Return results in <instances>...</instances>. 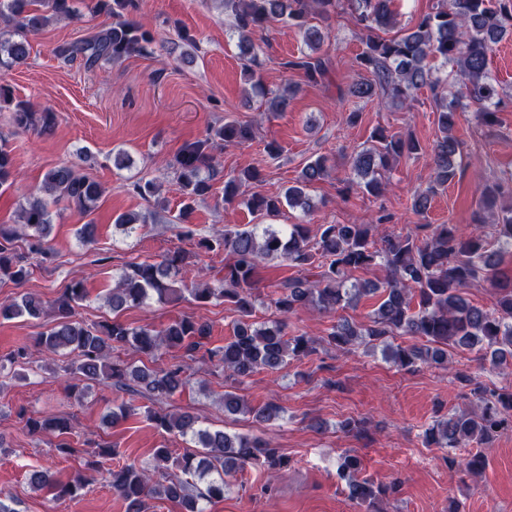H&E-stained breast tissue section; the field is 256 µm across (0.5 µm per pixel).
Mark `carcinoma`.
<instances>
[{
    "mask_svg": "<svg viewBox=\"0 0 512 512\" xmlns=\"http://www.w3.org/2000/svg\"><path fill=\"white\" fill-rule=\"evenodd\" d=\"M224 11L232 14V32L238 34V57L244 81L262 98L270 112L288 108V90L266 88L259 64L260 47L252 35L274 20H282L302 37L308 52L284 63L285 69L301 72L310 83L328 74L330 56L322 51L327 33L312 24L313 19H328L346 5L365 32L363 50L356 58L360 77L340 96L362 101L390 100L403 104L423 87L430 89L438 112V132L426 147L410 134H393L384 128L373 130L368 144L350 155V176L346 191L356 190L379 197L384 193L385 174L403 159L422 154L431 157L428 186L413 193V210L424 214L434 192L457 174L461 142L453 135L455 104L464 100L477 107L486 125L495 123L500 91L491 77L489 55L505 37L512 36V0H437L432 11L423 15L415 27L384 37L380 32L394 28V0H220ZM133 0H97L98 11L112 17V26L75 42L54 48L63 60L77 57L94 67L102 61H115L131 54H146L154 34L138 20L126 18ZM74 15L70 0H0V21L12 27L0 28V71L19 65L29 55L28 35L38 33L53 21ZM440 62L431 68L428 61ZM452 67L449 72L441 69ZM453 99H448V96ZM13 104V122L19 128L52 127V112H34L27 103L12 102L8 88L0 84V103ZM252 125L227 121L211 129L209 136L187 144L177 155L174 168L183 195L180 211L187 219L194 205L207 197L216 176L214 145L243 146L252 142ZM13 155L8 140L0 136V195L12 185ZM328 175L327 158L318 155L302 168L295 184L282 194L268 196L254 192L242 200L248 211L260 219L244 228L217 231L210 237L197 236L190 224H178V237L196 241L197 251L175 249L160 260H144L125 265L115 277L106 297L112 321L86 324L74 318L75 307L88 297L84 281L73 280L50 308L53 325L39 334L36 345L48 352L69 357L67 369L84 381L102 384L117 392L147 394L157 402L169 399L192 385L187 367L178 362L164 366L133 367L112 359V351L132 347L154 359L162 350H182L188 356L205 347L211 325L183 317L159 330L145 325L129 327L116 315L129 306L149 299L174 303L190 296L200 306L222 300L238 314L233 336L224 346L207 350L215 366L224 369L238 383L260 369L278 371L292 361H301L316 352L314 340L304 334L290 335L288 325L279 320L271 324L253 320L258 296L255 294L263 261L278 259L298 269V276L282 282L269 295V304L282 316L303 307L335 313L356 306L367 295L380 297L365 323L339 318L321 341L341 352L358 346L368 351L381 350L383 357L400 371L422 365L445 367L448 350L464 348L478 354L482 365L491 370L512 367V288L495 289L493 308L473 304L466 288L477 281L496 285L506 255L512 256V186L492 182L484 186L476 212L478 227L468 235L454 224H419L416 231L376 237L377 225L391 220L388 214L377 217V224H321L310 236L304 224L288 226L263 224L261 220L278 215L283 206L308 212L312 201L309 188ZM263 182L262 171L249 167L237 174L224 175V203L239 201L240 188ZM39 191L44 194L21 208L17 225L0 226V283L19 286L34 272L29 256L41 262L52 260L47 238L53 222L52 207L65 203L84 214H91L103 195L95 179L83 175L73 165L63 164L45 173ZM133 192L149 201H159L160 185L153 180L137 181ZM146 217L123 213L114 219L115 227L127 238L137 236ZM222 249L231 255L224 264V276L217 282L183 288L178 276L189 267L197 252ZM378 266L385 272L376 281L355 282L352 273ZM44 301L33 294H22L0 303V318L25 316L38 320ZM395 336L423 340L417 345L395 344ZM29 347L22 345L0 358V372L24 362ZM456 379L469 390L472 408L450 411L434 420L424 432L425 444L436 448H466L486 445L501 433L512 430V386L489 388L479 377L459 373ZM224 413H252L263 422L284 418L286 409L276 402L253 409L244 399L224 391ZM148 418L168 434L189 439L197 450L172 457L169 449L157 448L153 469L133 464L108 470L112 487L126 504V512H149L148 501L166 498L179 503L186 512H203L199 500L221 498L228 486L225 477L248 466L262 465L273 473L288 467V458L260 438L222 429H212L196 414L147 410ZM25 427L33 434L44 432L68 435L75 429L66 416L29 417ZM450 467L460 473L477 475L485 468L484 456L477 452L448 458ZM180 474L170 473L171 469ZM361 462L346 454L337 469L345 482L349 498L373 510L377 501L398 492V484H375L359 477ZM205 483L194 495L193 484L182 476ZM37 488H55L58 496H73L80 484L57 482L46 471L30 475Z\"/></svg>",
    "mask_w": 512,
    "mask_h": 512,
    "instance_id": "cac0c4a2",
    "label": "carcinoma"
}]
</instances>
